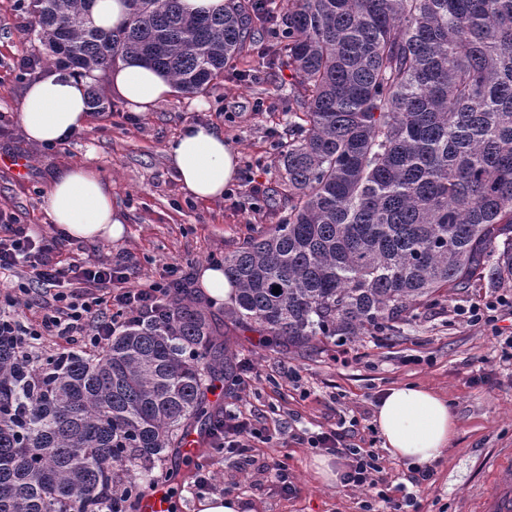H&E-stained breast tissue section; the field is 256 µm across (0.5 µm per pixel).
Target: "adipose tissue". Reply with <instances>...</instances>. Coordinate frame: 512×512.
I'll return each mask as SVG.
<instances>
[{"instance_id": "ef3b65f1", "label": "adipose tissue", "mask_w": 512, "mask_h": 512, "mask_svg": "<svg viewBox=\"0 0 512 512\" xmlns=\"http://www.w3.org/2000/svg\"><path fill=\"white\" fill-rule=\"evenodd\" d=\"M97 72L59 69L26 86L19 121L31 143L58 144L80 129L89 111L88 87ZM114 93L134 112H148L172 92L169 76L135 59L115 62L105 75ZM170 161L184 189L199 199L222 197L238 175V153L224 135L206 124H194L169 148ZM48 214L69 238L109 242L124 232L112 206L110 186L94 171L72 167L50 183ZM374 423L388 455L418 467L442 458L457 433V418L448 399L432 390L405 385L389 388L375 408Z\"/></svg>"}]
</instances>
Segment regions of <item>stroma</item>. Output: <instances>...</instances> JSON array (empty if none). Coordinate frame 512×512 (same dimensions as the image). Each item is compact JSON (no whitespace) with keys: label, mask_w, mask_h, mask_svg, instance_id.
<instances>
[{"label":"stroma","mask_w":512,"mask_h":512,"mask_svg":"<svg viewBox=\"0 0 512 512\" xmlns=\"http://www.w3.org/2000/svg\"><path fill=\"white\" fill-rule=\"evenodd\" d=\"M286 4L272 0L268 22L253 23L254 33L232 69L209 93H175L154 111L136 115L112 97V111L89 113L68 141L48 147L27 141L18 122L32 74L52 67L48 51L28 31L31 15L15 0H0V215L17 217L36 233L51 231L46 192L54 175L70 166L95 170L111 186L124 233L109 243L84 244V254L129 256L135 284L158 278L167 263L198 274L280 223L288 199L277 160L288 143L291 73L276 53L283 31L269 21ZM32 56L41 59L35 73L21 71V60ZM199 123L220 129L238 150L233 189L260 186L257 207L223 197L198 199L183 189L168 149L186 126ZM13 158L25 160V175L10 168ZM511 294L512 283L460 288L439 305L395 323L388 335L366 336L342 348L329 341L313 352L277 351L265 345L262 333L227 326L234 373L218 379L220 391L209 394V404L245 413L264 437L243 457L215 448L209 433H202L192 464L171 450L156 463L155 474L175 473L177 512H195L198 501L214 494L240 496L260 512H363L367 501L376 512H477L494 468L512 457V363L503 360L504 339L495 333L512 327V309L500 310L493 327L470 325L465 312ZM247 371L252 380L242 391L234 378ZM400 384L445 395L456 413L457 434L425 481L387 454L375 428L378 399ZM324 432L340 433L351 447L377 457L383 478L378 489L328 486L315 478L313 461L323 452L310 439ZM199 465L212 473L203 490L194 484ZM283 465L293 485L288 492L272 478Z\"/></svg>","instance_id":"35a3bbf8"}]
</instances>
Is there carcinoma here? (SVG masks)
<instances>
[{
	"label": "carcinoma",
	"mask_w": 512,
	"mask_h": 512,
	"mask_svg": "<svg viewBox=\"0 0 512 512\" xmlns=\"http://www.w3.org/2000/svg\"><path fill=\"white\" fill-rule=\"evenodd\" d=\"M118 30L91 0H32L33 31L75 69L135 58L203 94L247 37L242 6L129 0ZM288 214L224 256V318L318 349L391 330L458 288L512 282V0H288ZM280 293H273L274 287ZM168 321L99 353L22 360L0 335V512H104L210 423L205 378L232 370L185 293Z\"/></svg>",
	"instance_id": "carcinoma-1"
}]
</instances>
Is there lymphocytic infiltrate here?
I'll return each mask as SVG.
<instances>
[{
    "mask_svg": "<svg viewBox=\"0 0 512 512\" xmlns=\"http://www.w3.org/2000/svg\"><path fill=\"white\" fill-rule=\"evenodd\" d=\"M63 236H32L16 218L0 220V335L22 337L27 349L55 336L89 351L103 350L111 336L135 322L161 319L172 288L183 282L179 265H165L158 280L131 285L126 256L66 262ZM27 316H20L19 308ZM314 447L346 459L343 481L355 489L376 488L375 456L342 446L323 433Z\"/></svg>",
    "mask_w": 512,
    "mask_h": 512,
    "instance_id": "1",
    "label": "lymphocytic infiltrate"
}]
</instances>
